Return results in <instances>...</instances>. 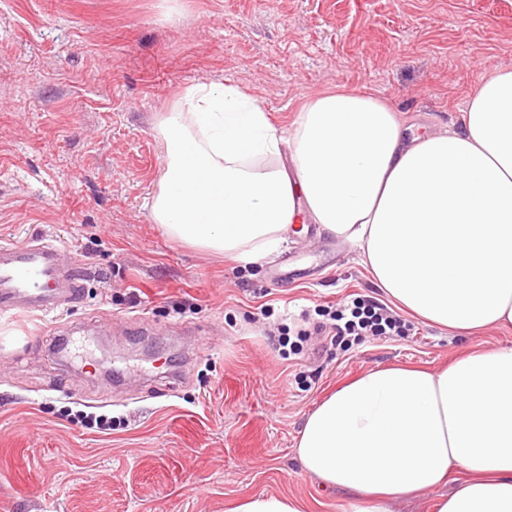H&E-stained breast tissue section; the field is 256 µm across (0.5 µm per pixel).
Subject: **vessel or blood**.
<instances>
[{"instance_id":"b4317fda","label":"vessel or blood","mask_w":512,"mask_h":512,"mask_svg":"<svg viewBox=\"0 0 512 512\" xmlns=\"http://www.w3.org/2000/svg\"><path fill=\"white\" fill-rule=\"evenodd\" d=\"M79 283L64 267L57 247L35 239L23 245L0 246V313L20 310L47 314L66 309L76 298Z\"/></svg>"}]
</instances>
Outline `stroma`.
Listing matches in <instances>:
<instances>
[{"mask_svg":"<svg viewBox=\"0 0 512 512\" xmlns=\"http://www.w3.org/2000/svg\"><path fill=\"white\" fill-rule=\"evenodd\" d=\"M500 64L512 0H0V245L44 238L81 279L68 309L0 317V512L344 500L294 458L325 390L379 365L438 367L468 341L417 320L283 354L291 315L385 294L314 225L248 268L168 237L150 218L160 123L214 82L284 129L306 97L344 86L439 131Z\"/></svg>","mask_w":512,"mask_h":512,"instance_id":"1","label":"stroma"}]
</instances>
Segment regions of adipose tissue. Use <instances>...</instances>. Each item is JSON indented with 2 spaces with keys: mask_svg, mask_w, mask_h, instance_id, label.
<instances>
[{
  "mask_svg": "<svg viewBox=\"0 0 512 512\" xmlns=\"http://www.w3.org/2000/svg\"><path fill=\"white\" fill-rule=\"evenodd\" d=\"M183 101L161 124L150 204L170 238L251 266L315 224L359 249L398 309L457 336L512 327V66L483 71L459 126L436 134L405 129L365 91L308 97L287 133L233 84L193 85ZM294 453L350 512H394L427 493L433 512H512V347L339 381ZM229 512L311 508L261 493Z\"/></svg>",
  "mask_w": 512,
  "mask_h": 512,
  "instance_id": "ef3b65f1",
  "label": "adipose tissue"
}]
</instances>
